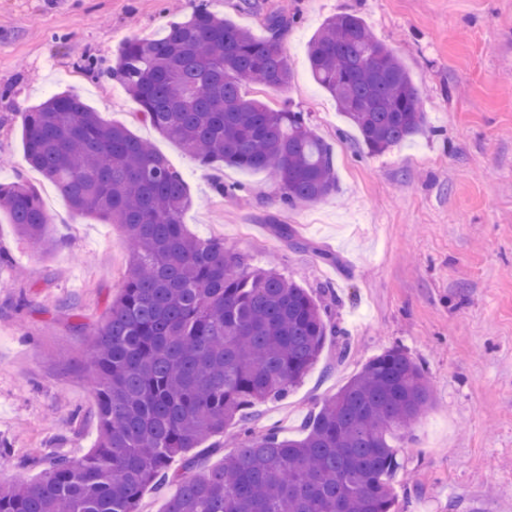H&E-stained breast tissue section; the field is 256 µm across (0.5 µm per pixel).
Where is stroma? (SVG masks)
<instances>
[{"mask_svg": "<svg viewBox=\"0 0 512 512\" xmlns=\"http://www.w3.org/2000/svg\"><path fill=\"white\" fill-rule=\"evenodd\" d=\"M194 0H0V183L40 196L56 249L35 251L0 214V484L36 481L52 453L95 445L96 401L86 355L123 286L127 252L115 224L72 210L23 153V114L71 91L108 123L126 125L179 169L193 205L187 231L224 241L252 266H274L322 300L351 355L327 341L282 400L253 407L249 426L297 438L309 417L370 358L401 348L418 362L434 404L394 438L399 512H512V0H209L214 13L268 35L266 13L297 21L280 39L292 77L246 85L247 97L303 112L334 154L336 193L279 203L265 171L209 169L136 115L106 72L119 47L157 35ZM360 16L402 60L421 91L425 131L368 153L335 99L313 79L307 47L324 21ZM250 191V205L211 191L214 179ZM291 225L298 243L277 236ZM332 254L322 261L318 253ZM240 426L205 438L174 472L222 464Z\"/></svg>", "mask_w": 512, "mask_h": 512, "instance_id": "35a3bbf8", "label": "stroma"}]
</instances>
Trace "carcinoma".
<instances>
[{
  "mask_svg": "<svg viewBox=\"0 0 512 512\" xmlns=\"http://www.w3.org/2000/svg\"><path fill=\"white\" fill-rule=\"evenodd\" d=\"M294 19L266 18L270 36L200 2L156 38L118 49L110 70L139 118L181 144L203 167L269 171L295 207L336 192L331 149L303 113L243 92L282 87L290 69L279 37ZM308 62L371 153L420 134V91L401 60L354 14L328 19ZM24 157L78 213L125 232L120 294L92 342L87 372L97 405L94 448L58 454L43 478L0 486V512H139L143 491L177 482L165 512H398L401 466L391 442L433 400L422 367L400 348L367 361L309 419L299 438L274 429L238 442L202 475H170L176 458L247 411L282 398L336 337L326 307L273 266L249 267L217 240L190 235L180 171L122 124L104 122L61 91L24 113ZM0 212L40 252L56 247L38 194L0 184Z\"/></svg>",
  "mask_w": 512,
  "mask_h": 512,
  "instance_id": "1",
  "label": "carcinoma"
}]
</instances>
